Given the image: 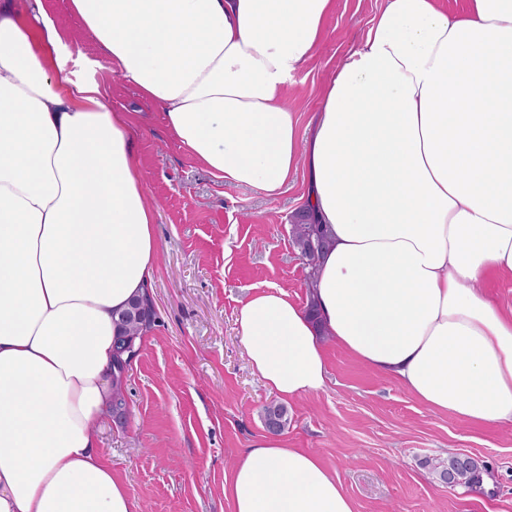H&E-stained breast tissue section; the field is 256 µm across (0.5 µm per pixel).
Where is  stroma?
<instances>
[{
  "label": "stroma",
  "mask_w": 512,
  "mask_h": 512,
  "mask_svg": "<svg viewBox=\"0 0 512 512\" xmlns=\"http://www.w3.org/2000/svg\"><path fill=\"white\" fill-rule=\"evenodd\" d=\"M68 43L67 69L94 77L132 128L159 244L150 286L156 316L126 376L123 420L97 428L112 473L141 512H230L224 476L267 437L261 409L275 398L250 370L236 325L251 294L270 287L308 306L309 268L291 226L303 208L295 173L274 197L228 186L170 133L162 108L122 80L69 9L41 0ZM383 0H334L317 55L285 99L308 123L323 87L364 41ZM328 374L318 394L288 406L280 434L317 454L356 512H512V424H470L435 413L392 377L323 343ZM467 454L485 462L477 488L442 483L436 467Z\"/></svg>",
  "instance_id": "stroma-1"
}]
</instances>
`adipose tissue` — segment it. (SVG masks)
<instances>
[{
  "label": "adipose tissue",
  "mask_w": 512,
  "mask_h": 512,
  "mask_svg": "<svg viewBox=\"0 0 512 512\" xmlns=\"http://www.w3.org/2000/svg\"><path fill=\"white\" fill-rule=\"evenodd\" d=\"M41 0H0V512H136L99 452L116 319L156 269L155 212L129 123L71 78ZM333 0H70L120 76L230 185L266 195L303 171L331 245L310 319L269 288L237 325L281 400L320 392L324 339L430 410L512 423V0H383L300 130L284 103ZM231 512H355L320 458L253 443ZM480 287L505 312L512 308V277L507 275H491Z\"/></svg>",
  "instance_id": "1"
}]
</instances>
